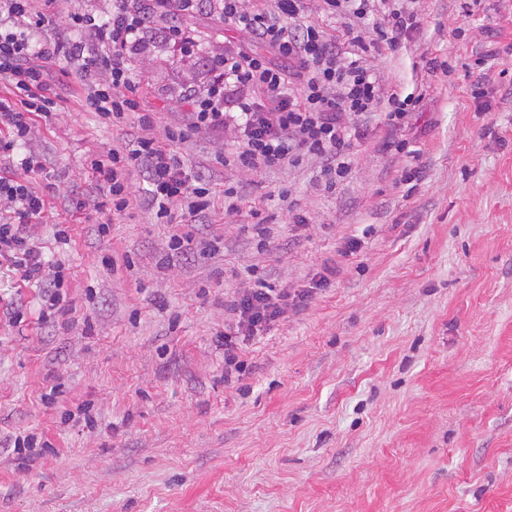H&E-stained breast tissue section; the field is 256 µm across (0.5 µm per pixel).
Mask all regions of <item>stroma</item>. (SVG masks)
<instances>
[{
	"mask_svg": "<svg viewBox=\"0 0 512 512\" xmlns=\"http://www.w3.org/2000/svg\"><path fill=\"white\" fill-rule=\"evenodd\" d=\"M463 2L414 0L419 29L364 55L385 92L424 97L400 130L378 112L358 121L352 171L330 190L309 154L270 172L222 166L228 131L173 146L213 188L204 222L163 224L136 202L76 210L103 195L91 159L138 121L105 122L76 93L37 120L36 234L69 265L77 312L40 322L38 288L0 268V301L25 309L0 323V512H512V0L469 17ZM183 25L186 51L159 39L132 66L160 127L183 123L213 60L250 43L205 11ZM177 232L192 238L182 254ZM327 267L329 285L244 342L225 383L235 291L306 288ZM53 384L62 406L41 401ZM18 430L42 454L15 451Z\"/></svg>",
	"mask_w": 512,
	"mask_h": 512,
	"instance_id": "obj_1",
	"label": "stroma"
}]
</instances>
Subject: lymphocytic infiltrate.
<instances>
[{
  "mask_svg": "<svg viewBox=\"0 0 512 512\" xmlns=\"http://www.w3.org/2000/svg\"><path fill=\"white\" fill-rule=\"evenodd\" d=\"M308 0H275L274 9L250 0H112L108 19L95 21L71 10V0H43L45 11L66 19L75 29L93 27V43L57 38L35 39L30 0H0V13L10 27L0 30V76L9 84L0 95V157L16 160L22 177L0 176V263H7L23 284L43 288L51 314L63 317L72 306L62 288L69 278L63 262L44 260L32 234L45 209L32 190L31 179L45 166L33 154L15 158L36 119L49 117L54 92L66 90L61 78L43 62L64 57L77 65L86 104L103 119L119 124L140 113L138 87L131 77L130 53L149 35L173 45L188 39L180 16L220 13L226 24L248 33L264 52L228 49L212 66L211 84L189 91L185 122L165 131L164 139L136 136L124 148L90 161L96 183L106 185L113 213L132 203L156 218L175 217L197 223L206 218L212 188L191 174L172 150L200 133L233 131L234 149L218 161L248 171H267L298 162L301 154L319 156L326 186L352 169V131L359 117L383 112L384 123L396 130L405 125L415 95L383 94L378 78L359 59L368 48L397 50L418 26L409 0H323L331 17L346 19L340 35L304 21ZM142 172L146 188L136 194L132 172ZM307 292L276 288L259 279L236 291L228 309L233 318L224 335V368L240 370L239 352L246 339L264 335L301 306Z\"/></svg>",
  "mask_w": 512,
  "mask_h": 512,
  "instance_id": "f902f5d3",
  "label": "lymphocytic infiltrate"
}]
</instances>
